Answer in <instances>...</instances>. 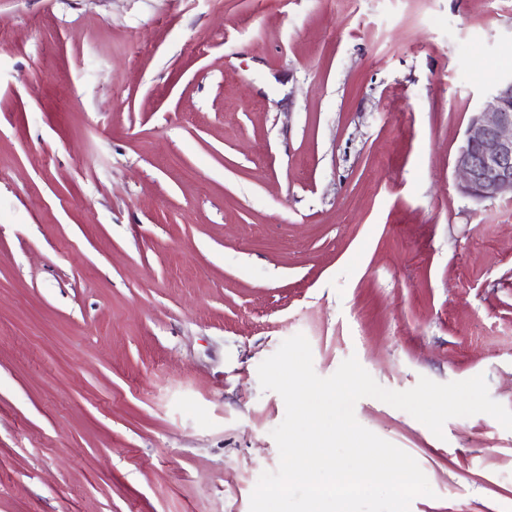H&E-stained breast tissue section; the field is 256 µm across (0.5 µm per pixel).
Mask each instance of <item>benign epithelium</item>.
<instances>
[{"instance_id":"obj_1","label":"benign epithelium","mask_w":512,"mask_h":512,"mask_svg":"<svg viewBox=\"0 0 512 512\" xmlns=\"http://www.w3.org/2000/svg\"><path fill=\"white\" fill-rule=\"evenodd\" d=\"M454 167L468 197L512 199V79L471 115Z\"/></svg>"}]
</instances>
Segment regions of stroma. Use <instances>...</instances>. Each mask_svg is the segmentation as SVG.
Instances as JSON below:
<instances>
[{
  "label": "stroma",
  "instance_id": "1",
  "mask_svg": "<svg viewBox=\"0 0 512 512\" xmlns=\"http://www.w3.org/2000/svg\"><path fill=\"white\" fill-rule=\"evenodd\" d=\"M512 76V0H0V512H249L304 334L512 409V200L454 158ZM410 454L411 512H512V430Z\"/></svg>",
  "mask_w": 512,
  "mask_h": 512
}]
</instances>
